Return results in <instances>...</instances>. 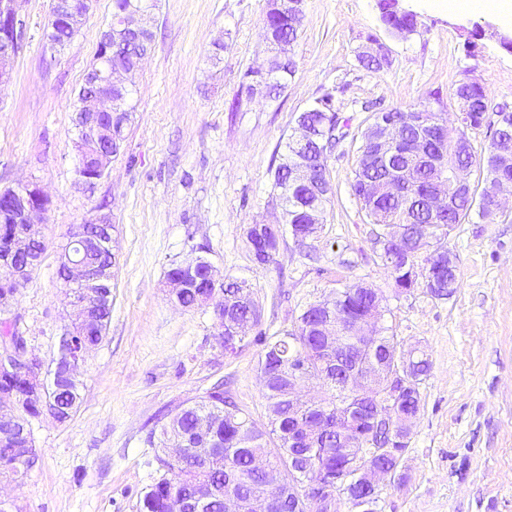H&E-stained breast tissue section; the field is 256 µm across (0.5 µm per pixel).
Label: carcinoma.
I'll return each mask as SVG.
<instances>
[{
  "label": "carcinoma",
  "instance_id": "cac0c4a2",
  "mask_svg": "<svg viewBox=\"0 0 512 512\" xmlns=\"http://www.w3.org/2000/svg\"><path fill=\"white\" fill-rule=\"evenodd\" d=\"M379 18L386 29L394 34L401 30L414 31L417 19L402 11L398 0H377ZM301 20L283 17L276 12L273 0H268L264 28L288 42H297ZM365 69L380 72L391 65L390 55L380 44L369 56L359 58ZM455 96L469 100V127L478 129L487 125L493 131L512 126V108L506 104L492 105L485 88L469 79L459 82ZM337 110L333 95L326 92L300 112L302 121L314 132L313 140L321 146L333 147L339 140L327 142L325 133L336 123ZM419 114L443 118L428 106L410 110L398 108L373 113L372 125L362 133L360 160L350 187L362 209L371 218L374 244L382 264L391 269L396 294H410L420 288L435 299H448L456 293L459 281L448 283V250L434 248L433 242L448 236L452 227L476 216L491 222L496 212L481 206L475 189H460L450 183L448 195L456 199V206L438 220H430L427 212L413 201H397L387 195L369 198L362 193L366 178L380 182L385 171L366 163L376 144L374 124L382 118L396 121L406 132L413 134ZM464 132L446 135L440 144L447 169L466 162L478 169L486 180L512 181V164L500 165L496 161V145L490 142L484 154L474 149L462 152L459 141ZM290 153L280 155L274 170L273 186L288 191V213L285 226L295 242L303 246L310 230L319 228V212L332 192L330 180L316 191L287 176L286 161ZM414 180L419 196H425L437 186L430 172L414 168ZM15 224L0 223V272L12 260V238ZM245 242L253 260L260 266L277 263L281 236L275 228L253 230L246 228ZM88 262L103 271L115 263L113 254L93 250L87 254ZM207 258L199 256L192 266L194 284L175 296L185 309L212 307L218 329L217 342L224 352L232 355L249 344L251 333L261 322V310L252 298L250 286L244 280L224 279V300L213 296L209 288ZM383 296L362 282L348 283L335 289L329 296L307 306L291 328L269 340L261 336L254 341L264 345L258 358V371L265 381V398L269 413L268 427H260L243 414L234 404L224 400L222 384H215L199 402L183 407L172 415L160 433H151L150 443L166 449L174 441L188 448L180 463L167 456L158 457L163 474L148 488L141 501V512H184L192 498L193 489L202 483L212 487L213 493L205 512H224V499L237 498L243 502L251 497L266 496L271 512H327L328 506H315L310 497L326 495L316 491L300 493L298 485L307 474L296 470L294 458L307 454L322 483L337 480L346 484L348 496L363 500L359 512H377L376 487L364 484L357 470L369 467L401 481L398 473L400 458L388 447L403 437L399 430L387 425L371 426V418L378 401L373 390L359 391L348 384V377L356 371L376 368L382 373L395 367V354L412 365L411 380L406 391L393 404L398 418L417 416L421 410L420 385L429 376L431 362L423 350L407 351L398 336L374 332L368 339H359L339 354L327 351V341L321 331L327 316L339 322V327L351 336L354 328L367 320L383 316ZM112 316V300H104L96 309V321L87 330L74 337L76 347L89 352L103 341ZM320 386L322 398L315 405L292 406L288 403V388L298 376ZM37 385L24 373L0 371V401L16 403V412L7 419L0 418V478L27 476L34 466L37 453L23 456L29 447L23 429L32 428L34 420L54 407L68 421L81 403V383L60 385L55 381L46 386L43 396L34 394ZM321 424L320 431H308L310 421ZM263 456L269 468L277 475L276 483L253 470L254 457Z\"/></svg>",
  "mask_w": 512,
  "mask_h": 512
}]
</instances>
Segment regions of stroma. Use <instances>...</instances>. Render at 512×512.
I'll list each match as a JSON object with an SVG mask.
<instances>
[{
  "mask_svg": "<svg viewBox=\"0 0 512 512\" xmlns=\"http://www.w3.org/2000/svg\"><path fill=\"white\" fill-rule=\"evenodd\" d=\"M403 5L418 19L405 39L381 24L376 0H305L295 73L270 99L240 91L244 72L264 58L267 0H156L148 17L154 42L136 75L121 152L85 192L76 186L74 108L112 0H93L60 50L45 38L51 0H20L25 41L0 86V190L35 181L50 200L48 248L9 311L29 345L52 358L69 323L57 266L70 225L108 213L116 266L106 337L79 371L82 403L66 422H34L38 459L8 491L17 512H140L161 474L151 431L216 382L266 425L260 346L224 356L211 309L185 310L169 297L171 263L197 255L251 283L269 337L343 283L374 288L385 299V326L432 363L400 460L405 481L379 484L378 512H512V193L503 192L494 221H466L443 239L457 256L460 285L437 300L419 290L395 294L350 188L371 122L363 102L426 104L444 111L452 131L462 79L482 84L491 103L512 105V53L498 42L512 26L491 13L434 11L425 0ZM477 26L485 35L471 55L464 43ZM370 39L389 48L388 69L360 67ZM327 89L349 134L327 159L333 193L323 227L302 247L284 237L276 264L260 267L244 229L282 221L273 187L279 144Z\"/></svg>",
  "mask_w": 512,
  "mask_h": 512,
  "instance_id": "obj_1",
  "label": "stroma"
}]
</instances>
